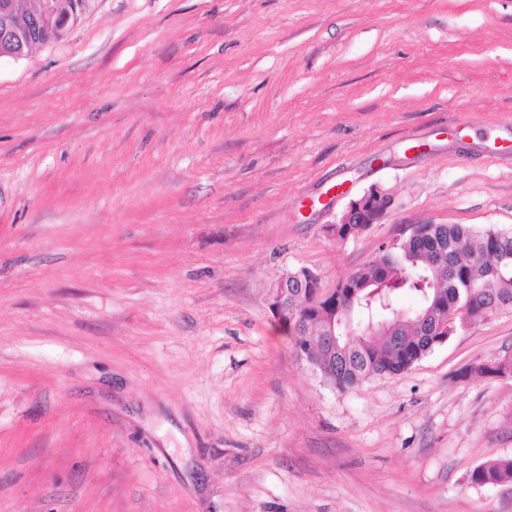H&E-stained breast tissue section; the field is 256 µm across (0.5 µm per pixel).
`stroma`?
<instances>
[{
	"instance_id": "obj_1",
	"label": "stroma",
	"mask_w": 512,
	"mask_h": 512,
	"mask_svg": "<svg viewBox=\"0 0 512 512\" xmlns=\"http://www.w3.org/2000/svg\"><path fill=\"white\" fill-rule=\"evenodd\" d=\"M422 221L512 230V0H87L1 59L0 512H512V314L341 392L268 307ZM393 202L392 195L379 186L371 187L362 196L352 199L332 229L336 234L334 241H347L365 232L369 224H379ZM470 480L476 485H503L512 483V457L484 462L473 469Z\"/></svg>"
}]
</instances>
